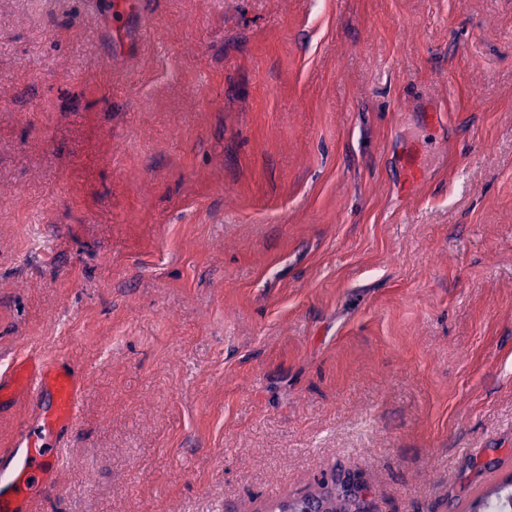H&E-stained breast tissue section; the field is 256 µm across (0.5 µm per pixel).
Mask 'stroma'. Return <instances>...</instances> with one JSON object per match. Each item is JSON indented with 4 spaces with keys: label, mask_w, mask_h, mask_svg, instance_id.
Returning <instances> with one entry per match:
<instances>
[{
    "label": "stroma",
    "mask_w": 512,
    "mask_h": 512,
    "mask_svg": "<svg viewBox=\"0 0 512 512\" xmlns=\"http://www.w3.org/2000/svg\"><path fill=\"white\" fill-rule=\"evenodd\" d=\"M28 354L85 384L61 433L0 398V464L65 455L27 512H472L512 474V0H0ZM341 488L340 496L344 497L348 504V512H369L363 506L364 494L361 484L355 478L348 476L337 482ZM336 501V492L325 497H311L297 502H284L278 507V512H328L330 503Z\"/></svg>",
    "instance_id": "1"
}]
</instances>
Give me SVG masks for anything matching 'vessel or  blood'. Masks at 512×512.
<instances>
[{"label":"vessel or blood","instance_id":"vessel-or-blood-1","mask_svg":"<svg viewBox=\"0 0 512 512\" xmlns=\"http://www.w3.org/2000/svg\"><path fill=\"white\" fill-rule=\"evenodd\" d=\"M47 381L52 384L54 413L45 419L44 426L51 430L69 424L77 413L80 385L74 374L59 371L49 378L44 367L24 364L15 367L8 379L0 378V391L34 394ZM24 442L25 453L0 466V512H23L19 501L29 485L40 481L44 474L55 472L60 464L58 449L42 447L37 438L29 435Z\"/></svg>","mask_w":512,"mask_h":512}]
</instances>
